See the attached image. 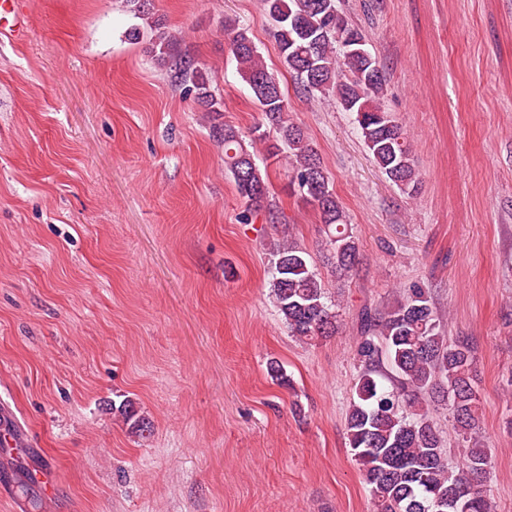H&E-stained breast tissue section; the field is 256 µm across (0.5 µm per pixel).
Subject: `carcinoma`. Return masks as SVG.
Instances as JSON below:
<instances>
[{
  "mask_svg": "<svg viewBox=\"0 0 512 512\" xmlns=\"http://www.w3.org/2000/svg\"><path fill=\"white\" fill-rule=\"evenodd\" d=\"M264 0L273 24L282 65L308 96H331L355 121L372 161L400 190H418L411 145L400 125L384 109L386 75L372 53L347 50L345 39H367L349 22L336 0ZM152 33L156 60L174 67L192 85L195 99L218 111L211 79L178 54L176 38L150 13V0H124ZM224 35L236 71L247 84L265 123L278 135L280 149L295 166L302 197L316 206L327 227L334 268L344 273L358 263V247L333 189L305 131L286 118L287 99L280 82L264 65L248 31L238 21L224 20ZM224 144V163L241 197L261 203L268 192V163L257 161L234 127L213 126ZM271 281L276 308L289 333L301 341L327 338L336 332V311L307 253L293 242L274 251ZM356 354L363 370L346 415V432L354 461L370 487L376 512H492L485 493L492 474L489 449L468 446L479 426L480 400L475 387V357L465 341L448 342L428 289L408 288L390 309L363 310ZM445 409L451 429L461 437V463L448 468L447 450L433 413ZM121 411L131 430L145 438L149 420L127 401Z\"/></svg>",
  "mask_w": 512,
  "mask_h": 512,
  "instance_id": "obj_1",
  "label": "carcinoma"
}]
</instances>
